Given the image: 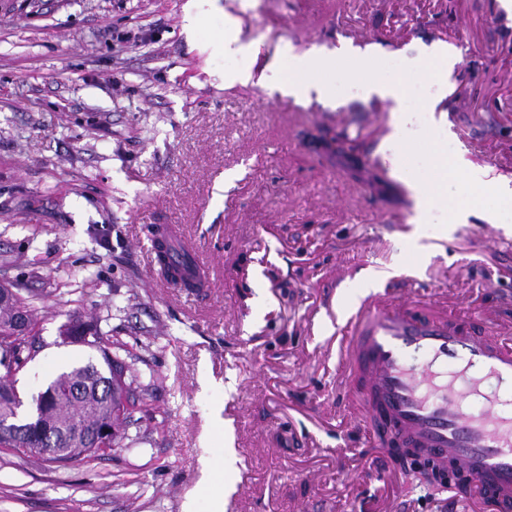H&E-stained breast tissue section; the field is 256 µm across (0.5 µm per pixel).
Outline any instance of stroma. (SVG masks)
I'll use <instances>...</instances> for the list:
<instances>
[{"instance_id": "35a3bbf8", "label": "stroma", "mask_w": 512, "mask_h": 512, "mask_svg": "<svg viewBox=\"0 0 512 512\" xmlns=\"http://www.w3.org/2000/svg\"><path fill=\"white\" fill-rule=\"evenodd\" d=\"M185 3L0 0V283L39 296L35 353L0 377L27 400L98 359L59 336L78 317L139 393L107 454L60 467L0 448V512H182L206 462L222 512H479L373 445L339 329L391 278L483 325L512 316V228L412 223L388 147L432 134L512 182V17L498 0H196L208 36L191 40ZM434 42L462 61L400 113L341 72L336 108L273 91L281 52L375 44L395 73ZM336 136L360 169L324 149ZM154 224L178 229L206 289L164 284Z\"/></svg>"}]
</instances>
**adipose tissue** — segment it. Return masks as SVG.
<instances>
[{"label": "adipose tissue", "mask_w": 512, "mask_h": 512, "mask_svg": "<svg viewBox=\"0 0 512 512\" xmlns=\"http://www.w3.org/2000/svg\"><path fill=\"white\" fill-rule=\"evenodd\" d=\"M383 51L375 49L362 53L341 49L330 54L314 51L289 57L284 77L278 86L280 93L295 97H316L320 102H338L336 84L329 79L332 71H350L372 95L392 101L402 108L407 89L415 83L447 85L448 77L461 59L460 52L442 42L432 43L418 55L413 69L399 76L384 74L380 63ZM424 148L431 159L427 173L407 165L396 166L394 176L404 182L416 200L414 223H427L436 210L445 211L449 223L466 224L476 218L492 224L502 215L512 214V185L491 177L484 169L464 167L458 152L449 151L447 143L426 139ZM467 186L466 204L453 203L454 188Z\"/></svg>", "instance_id": "obj_1"}]
</instances>
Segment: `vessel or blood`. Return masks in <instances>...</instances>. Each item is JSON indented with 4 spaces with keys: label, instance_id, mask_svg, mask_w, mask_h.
I'll return each instance as SVG.
<instances>
[{
    "label": "vessel or blood",
    "instance_id": "1",
    "mask_svg": "<svg viewBox=\"0 0 512 512\" xmlns=\"http://www.w3.org/2000/svg\"><path fill=\"white\" fill-rule=\"evenodd\" d=\"M341 334L373 441L455 465L483 488L486 512H512V343L427 315L415 296L365 299Z\"/></svg>",
    "mask_w": 512,
    "mask_h": 512
}]
</instances>
